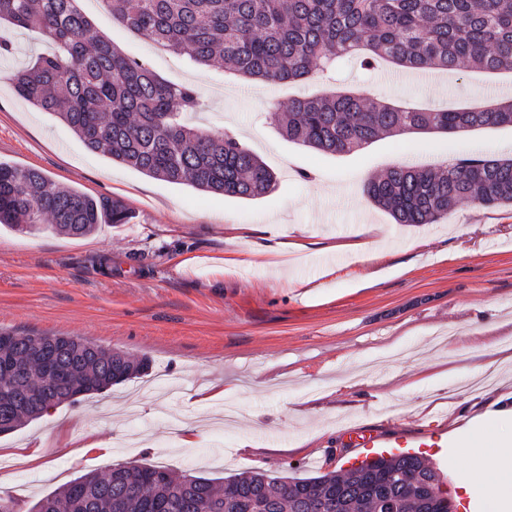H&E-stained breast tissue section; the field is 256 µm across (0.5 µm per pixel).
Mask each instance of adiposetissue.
I'll return each instance as SVG.
<instances>
[{
	"mask_svg": "<svg viewBox=\"0 0 512 512\" xmlns=\"http://www.w3.org/2000/svg\"><path fill=\"white\" fill-rule=\"evenodd\" d=\"M458 454L466 462L462 488L483 487L489 512H512V431L499 437L492 458L469 441L460 443Z\"/></svg>",
	"mask_w": 512,
	"mask_h": 512,
	"instance_id": "obj_1",
	"label": "adipose tissue"
}]
</instances>
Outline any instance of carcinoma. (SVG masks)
I'll use <instances>...</instances> for the list:
<instances>
[{
	"mask_svg": "<svg viewBox=\"0 0 512 512\" xmlns=\"http://www.w3.org/2000/svg\"><path fill=\"white\" fill-rule=\"evenodd\" d=\"M80 0H0V23L38 29L50 52L18 69L16 92L59 117L92 152L174 184L255 199L275 174L233 135L190 123L192 85L163 82L94 32ZM113 20L186 54L224 62L244 78L296 81L351 57L400 71L512 69V0H101ZM288 140L350 152L382 134L458 133L512 127V98L462 109H415L351 93L294 98L279 118ZM364 193L397 224H434L461 203L512 206V158H463L445 168L395 166ZM118 201L57 187L42 172L0 162V224L74 237L127 224ZM0 434L49 408L75 403L146 372L147 356L81 338L0 331ZM439 476L417 454L380 456L345 474L288 481L246 472L221 484L161 466L120 465L85 474L35 502L31 512H440Z\"/></svg>",
	"mask_w": 512,
	"mask_h": 512,
	"instance_id": "cac0c4a2",
	"label": "carcinoma"
}]
</instances>
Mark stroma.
Wrapping results in <instances>:
<instances>
[{
    "instance_id": "stroma-1",
    "label": "stroma",
    "mask_w": 512,
    "mask_h": 512,
    "mask_svg": "<svg viewBox=\"0 0 512 512\" xmlns=\"http://www.w3.org/2000/svg\"><path fill=\"white\" fill-rule=\"evenodd\" d=\"M81 6L127 57L197 87L194 126L230 131L278 184L257 199L227 197L92 153L14 92L13 72L47 38L0 26L14 46L0 61V161L132 213L78 238L0 225V329L79 336L151 360L140 377L0 435V494L28 512L83 474L134 464L313 478L372 456L347 444L343 431L356 425L401 437L439 469L458 512H483L482 491L459 487L458 444L490 445L512 419V209L461 204L434 224H397L362 187L394 166L511 156L512 128L408 132L326 154L289 142L274 114L339 88L396 105L469 106L512 95V72H400L384 85L380 72L341 60L299 82L249 80L121 27L101 0ZM367 224L375 257L361 263L348 246ZM186 426L198 433L190 446ZM85 439L101 449L76 455Z\"/></svg>"
}]
</instances>
